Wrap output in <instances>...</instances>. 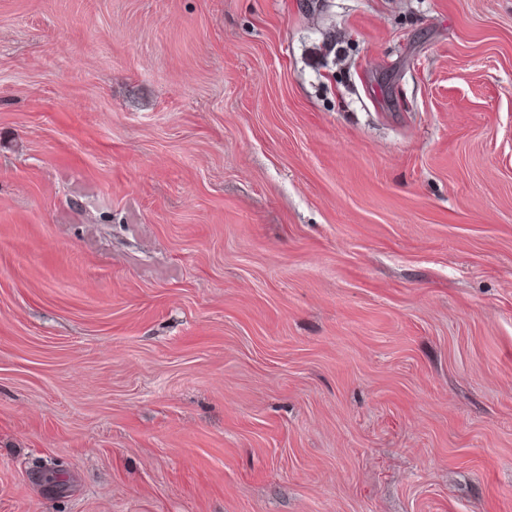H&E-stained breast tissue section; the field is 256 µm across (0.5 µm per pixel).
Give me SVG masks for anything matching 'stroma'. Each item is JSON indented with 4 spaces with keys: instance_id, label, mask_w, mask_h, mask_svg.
<instances>
[{
    "instance_id": "stroma-1",
    "label": "stroma",
    "mask_w": 512,
    "mask_h": 512,
    "mask_svg": "<svg viewBox=\"0 0 512 512\" xmlns=\"http://www.w3.org/2000/svg\"><path fill=\"white\" fill-rule=\"evenodd\" d=\"M0 512H512V0H0Z\"/></svg>"
}]
</instances>
